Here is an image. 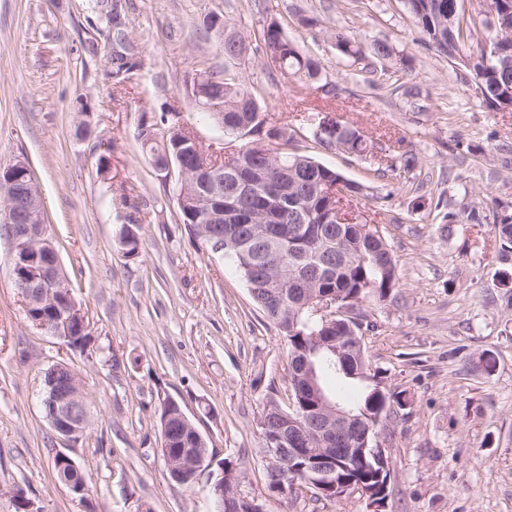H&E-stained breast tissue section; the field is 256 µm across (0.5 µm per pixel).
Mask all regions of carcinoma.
Instances as JSON below:
<instances>
[{
  "instance_id": "1",
  "label": "carcinoma",
  "mask_w": 512,
  "mask_h": 512,
  "mask_svg": "<svg viewBox=\"0 0 512 512\" xmlns=\"http://www.w3.org/2000/svg\"><path fill=\"white\" fill-rule=\"evenodd\" d=\"M415 24L426 35L431 47L463 71L474 85L482 89L480 102L488 109L512 110V64L492 60L486 53L488 42L480 27L491 26L478 16L459 8L453 17L435 7V0H405ZM204 27L214 32L224 54V67L241 64L251 48L252 36L241 25L215 13L203 17ZM337 51L345 56H360L362 49L347 32L336 29L325 34ZM263 47L278 46V55L271 65L285 72L303 86L320 81L319 59L302 53L297 45L272 22L258 36ZM186 93L198 108L209 112L224 128V134L244 137L238 125L261 112L260 102L243 80L226 77L221 70L194 74L187 81ZM306 124L314 141L353 156H362L365 140L359 131L343 120L335 110L308 103ZM171 117L161 116L158 122L140 124L138 139L142 149L154 159L165 155L181 157L189 172L184 186L188 205L180 209V218L190 236L202 247H209L211 237L224 239V256L229 258L245 282L258 292L251 295L253 303L275 323L288 344L289 356L309 358L314 363L318 384L326 397L344 405L352 415L372 423L381 420L379 429L387 430L388 420L411 405L409 394L389 391L381 371L370 367L366 345L347 348L349 319L336 317L335 325H325L315 314V304L306 294L284 296L278 303L267 298L263 288H293V281L302 277V269L312 266L318 273L311 284L318 292L335 293L341 299L356 297L362 301L386 300L399 286L397 261L382 231L365 220L353 224H337L329 216V187L343 179L336 170L312 157L278 150V142L288 136V128L270 126L263 137H253L238 150L224 157V169L211 176H224V185L216 189L233 196L240 189L239 175L251 177L254 220L251 224H212L204 213L199 196L210 188L201 181V155L204 148L194 142L191 131ZM417 163L416 157L402 152L392 157L389 169L406 173ZM471 224H494L499 253H512V207L497 205L489 214L476 210L468 213ZM139 228L120 238L119 247L127 258H135L140 250ZM345 349L348 364L336 365L330 347ZM269 427L274 430L285 424L283 415L299 414L306 424L320 412L318 401L309 391L293 395V405L265 407ZM346 484L371 490L378 484L377 467L371 457L360 458L339 467Z\"/></svg>"
}]
</instances>
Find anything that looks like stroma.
Wrapping results in <instances>:
<instances>
[{
	"label": "stroma",
	"mask_w": 512,
	"mask_h": 512,
	"mask_svg": "<svg viewBox=\"0 0 512 512\" xmlns=\"http://www.w3.org/2000/svg\"><path fill=\"white\" fill-rule=\"evenodd\" d=\"M209 13L255 33L277 23L320 59L317 87L254 50L231 74L257 89L268 123H288V151L371 186L353 205L380 225L398 261L393 295L362 305L372 365L411 398L388 430L382 512H512V291L500 282L512 257L498 253L492 225L444 232L430 212L440 200L459 212L512 206V111L488 110L456 78L404 0H0V166L29 162L93 333L81 354L31 326L0 227V512H16L19 489L35 512H214L209 472L187 485L168 474L159 447L167 398L216 460L243 468L245 490L265 496L267 512H373L356 493L268 492L257 421L269 402H288V346L232 262L188 235L174 182L156 175L137 139L142 121L175 109L203 147L225 145L185 90L187 77L224 66L202 25ZM336 27L365 44L390 41L397 54L344 57L321 34ZM121 55L136 64L122 83L112 75ZM405 85L419 97L403 95ZM304 100L335 107L366 153L316 144L300 119ZM404 150L417 167L389 171ZM126 224L140 227L133 259L118 246ZM63 360L93 405L75 441L56 435L40 407L41 375ZM59 452L84 471L85 498L57 482Z\"/></svg>",
	"instance_id": "stroma-1"
}]
</instances>
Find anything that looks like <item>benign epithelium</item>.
Returning <instances> with one entry per match:
<instances>
[{
  "label": "benign epithelium",
  "mask_w": 512,
  "mask_h": 512,
  "mask_svg": "<svg viewBox=\"0 0 512 512\" xmlns=\"http://www.w3.org/2000/svg\"><path fill=\"white\" fill-rule=\"evenodd\" d=\"M155 168L163 173L166 181L175 174L177 184L184 182L186 168L179 160L174 162L167 156L155 162ZM19 194L29 196L27 207L18 210L6 208L4 221L13 244L12 271L21 289L23 306L27 311L42 314L40 323L36 324L38 329L51 333L72 350L85 349L92 343L91 326L83 307L73 297L71 288L65 286L60 278L54 240L44 222L43 199L36 191L29 164L22 160L0 167V197L7 200ZM359 305L358 301L339 307L332 303L323 312L328 319L348 315L357 320L361 314ZM42 386L41 408L54 432L67 440L83 436L89 428L91 415L79 372L72 365L60 362L51 376L42 379ZM325 411L326 418L319 428L317 448L307 447L305 427L301 421L290 417L282 430L273 432L268 429L264 418H259L257 425L266 442L263 451L267 461L266 470L278 475L270 492L286 491L282 473L289 460L296 458L306 461L303 478L308 484L323 481L335 485L336 462L341 460L348 463L364 454L368 441V431L364 430V425L355 423V418L329 401L325 402ZM175 426L196 433L195 447L166 453L170 478L183 484L200 471L211 468L213 457L206 439L180 408L164 414V441H169L168 432ZM372 454L378 461L380 474L386 476L383 485V493L386 494L391 481V468L387 449L383 448L382 439L377 435L374 436ZM56 457L59 460L57 473L60 484L71 493L76 489L82 494L86 493L87 484L81 478L79 467L64 453H58ZM244 481V474L234 471L226 482H214L217 512H239L242 502L249 503L253 512H265V507L258 505L259 498L252 497L243 489Z\"/></svg>",
  "instance_id": "benign-epithelium-1"
}]
</instances>
